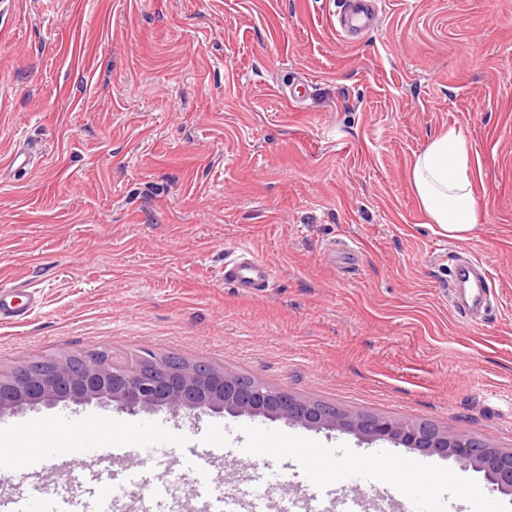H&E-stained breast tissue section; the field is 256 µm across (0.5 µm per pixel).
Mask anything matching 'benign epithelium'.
<instances>
[{
  "mask_svg": "<svg viewBox=\"0 0 512 512\" xmlns=\"http://www.w3.org/2000/svg\"><path fill=\"white\" fill-rule=\"evenodd\" d=\"M93 401L135 413L163 408L193 415L227 412L347 431L370 441H390L423 454L453 457L483 473L492 490L512 495L511 451L490 448L474 438H451L411 420L344 415L285 390L257 382L244 385L224 369L208 364L159 362L147 373L126 368L119 372L92 353L80 365L64 354L48 368L27 366L15 375L0 377V416L25 406Z\"/></svg>",
  "mask_w": 512,
  "mask_h": 512,
  "instance_id": "obj_1",
  "label": "benign epithelium"
}]
</instances>
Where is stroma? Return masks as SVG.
Returning <instances> with one entry per match:
<instances>
[{"label": "stroma", "instance_id": "obj_1", "mask_svg": "<svg viewBox=\"0 0 512 512\" xmlns=\"http://www.w3.org/2000/svg\"><path fill=\"white\" fill-rule=\"evenodd\" d=\"M339 0H0V282L38 290L0 322V374L90 351L177 355L351 415L428 423L512 451V0H382L359 43ZM310 81L301 103L292 80ZM457 125L488 212L448 238L409 183L419 152ZM268 287L225 282L228 255ZM479 260L490 308L458 314L451 258ZM140 471L194 473L280 512L350 486L378 501L419 487L432 512H512L482 473L350 433L262 417L112 406L0 416V448L97 423ZM264 456H244L246 448ZM192 448H216L207 473ZM269 278V268L245 251L224 264V280L237 288H262Z\"/></svg>", "mask_w": 512, "mask_h": 512}]
</instances>
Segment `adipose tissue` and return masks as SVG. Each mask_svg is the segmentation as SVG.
<instances>
[{"mask_svg": "<svg viewBox=\"0 0 512 512\" xmlns=\"http://www.w3.org/2000/svg\"><path fill=\"white\" fill-rule=\"evenodd\" d=\"M410 183L431 223L455 239L467 238L483 222L473 182L471 144L461 128L449 127L416 155Z\"/></svg>", "mask_w": 512, "mask_h": 512, "instance_id": "ef3b65f1", "label": "adipose tissue"}]
</instances>
